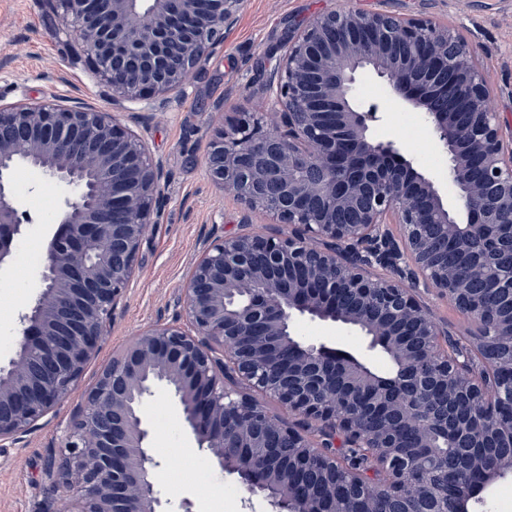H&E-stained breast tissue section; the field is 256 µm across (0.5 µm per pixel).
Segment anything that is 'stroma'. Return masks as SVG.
<instances>
[{"label": "stroma", "instance_id": "stroma-1", "mask_svg": "<svg viewBox=\"0 0 512 512\" xmlns=\"http://www.w3.org/2000/svg\"><path fill=\"white\" fill-rule=\"evenodd\" d=\"M348 7L429 16L448 25L475 46L498 99L501 125L512 129V5L505 0H244L199 78L168 92L167 106L141 120L132 119L125 104L113 103L111 90L100 82L80 44L59 34L60 19L45 0H0V101L57 99L109 112L150 156L163 159L168 174L166 202L151 214L152 230L140 245L130 285L74 390L19 441L0 442V512H48L53 491L44 464L66 445L84 395L95 387L102 367L138 333L185 323L184 288L208 244L216 238L281 230L266 211L247 210L224 195L206 169L208 144L225 119L256 111L279 63V47L299 25ZM357 97L380 108L381 119L371 127L374 138L396 139L416 171L447 186L448 156L434 142L422 112L395 100L386 82L367 68L359 74ZM15 190L20 211L33 222L18 243L12 267L0 274L2 361L14 353L19 314L39 290L45 244L64 193L63 187L29 169L18 171ZM417 297L451 338L468 334L469 317L447 296L422 288ZM295 332L310 341L336 344L374 371L389 369L385 355L368 351L363 336L348 326L304 319ZM144 412L160 462L156 482L168 512H271L264 497L245 500L237 476L215 468L197 448L173 399L157 393Z\"/></svg>", "mask_w": 512, "mask_h": 512}]
</instances>
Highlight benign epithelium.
<instances>
[{
    "mask_svg": "<svg viewBox=\"0 0 512 512\" xmlns=\"http://www.w3.org/2000/svg\"><path fill=\"white\" fill-rule=\"evenodd\" d=\"M47 2L112 100L140 102L191 84L243 0ZM282 49L273 98L261 104L271 118L243 116L218 129L207 166L225 192L272 211L291 232L214 241L187 281L186 324L138 334L103 366L65 451L45 464L62 488L51 512H163L143 414L160 390L177 400L197 447L238 476L246 497L266 494L276 512H317L304 493L288 505V479L267 464L288 463L295 448L321 454L303 423L382 462L377 512L388 500L401 505L393 512H408V501L420 503L418 512H469L470 501L448 493V471L474 486V500L512 473V451L491 470L472 452L512 405L492 347L476 332L442 348L440 323L411 290L368 273L376 264L421 279L495 326L496 343L512 345V316L486 301L481 267L461 269L447 257L496 224L505 231L494 258L512 262V142L474 50L433 20L358 10L312 19ZM364 68L423 112L448 154L453 201L401 158L398 142L373 139L377 107L354 98ZM450 81L469 103L462 122L448 114ZM23 166L70 192L47 241L39 293L19 315L15 352L0 364V442L19 440L70 395L133 274L167 180L163 162L107 112L59 100L0 103V270L31 223L14 186ZM389 215L404 227L400 242L382 229ZM300 317L357 328L369 349L405 366L426 355L430 370L404 375L400 396L371 418L357 399L382 400L376 376L349 367L352 389L337 396L332 371L351 354L293 338ZM439 386L444 401L428 397ZM258 394L299 421L272 415ZM469 407L482 425L464 416ZM437 432L453 438L454 456L439 480L409 482L415 464L402 440L429 448Z\"/></svg>",
    "mask_w": 512,
    "mask_h": 512,
    "instance_id": "obj_1",
    "label": "benign epithelium"
}]
</instances>
